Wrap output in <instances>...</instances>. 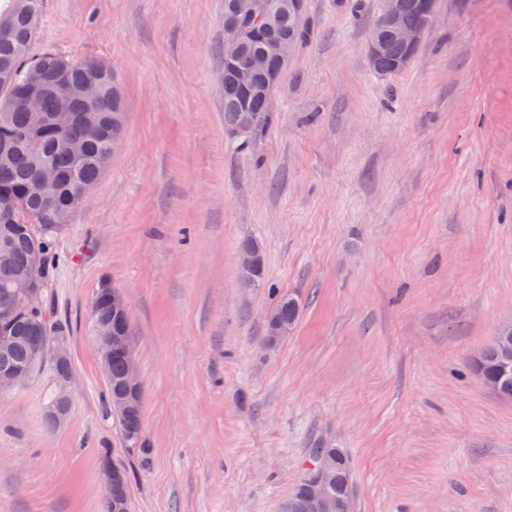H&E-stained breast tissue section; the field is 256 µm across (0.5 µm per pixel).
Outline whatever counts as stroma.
Instances as JSON below:
<instances>
[{"mask_svg": "<svg viewBox=\"0 0 512 512\" xmlns=\"http://www.w3.org/2000/svg\"><path fill=\"white\" fill-rule=\"evenodd\" d=\"M381 0H305L264 127L224 133V0H41L31 56L112 66L126 122L53 243L66 419L43 371L0 392V512H280L311 448L354 512H512V399L470 367L512 323V0H436L412 62L375 73ZM260 240L264 282L240 246ZM125 297L141 447L107 402L91 306ZM299 298L271 351L266 315ZM251 248L255 249L258 253V261H257V253L255 250H243L240 255V271L244 277L242 278V282L247 287H255L259 286L264 280V253L263 247L259 240L255 238H247L242 241L241 249ZM258 263V265H257ZM257 267L256 272L254 273ZM254 273V274H253ZM253 274V275H252ZM252 275V277H251ZM251 277V279H250ZM250 279V280H249ZM104 485L107 488V494L105 496V504H107L108 511L110 512H129L127 509H124V505L120 497L114 492V488L121 478V486L124 495L128 500L127 495V472L124 468L120 469L119 472L121 477L117 471L112 468L108 463H105L104 469ZM129 503V500H128Z\"/></svg>", "mask_w": 512, "mask_h": 512, "instance_id": "35a3bbf8", "label": "stroma"}]
</instances>
